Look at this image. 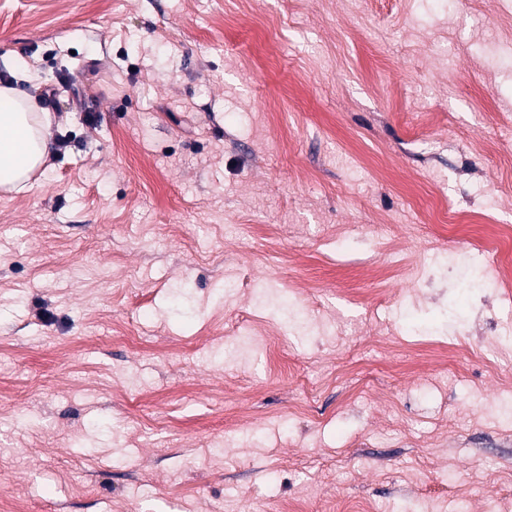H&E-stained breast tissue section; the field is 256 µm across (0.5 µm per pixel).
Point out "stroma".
I'll use <instances>...</instances> for the list:
<instances>
[{"mask_svg": "<svg viewBox=\"0 0 512 512\" xmlns=\"http://www.w3.org/2000/svg\"><path fill=\"white\" fill-rule=\"evenodd\" d=\"M509 26L512 0H0V77L88 102L0 190V512L512 500V303L454 274L500 255L440 220L512 225Z\"/></svg>", "mask_w": 512, "mask_h": 512, "instance_id": "obj_1", "label": "stroma"}]
</instances>
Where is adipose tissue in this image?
Segmentation results:
<instances>
[{"label":"adipose tissue","mask_w":512,"mask_h":512,"mask_svg":"<svg viewBox=\"0 0 512 512\" xmlns=\"http://www.w3.org/2000/svg\"><path fill=\"white\" fill-rule=\"evenodd\" d=\"M13 106L0 110V185L17 192L27 190L31 174L45 161L48 142L43 127L50 117L40 114L35 100L0 87V98Z\"/></svg>","instance_id":"adipose-tissue-1"}]
</instances>
